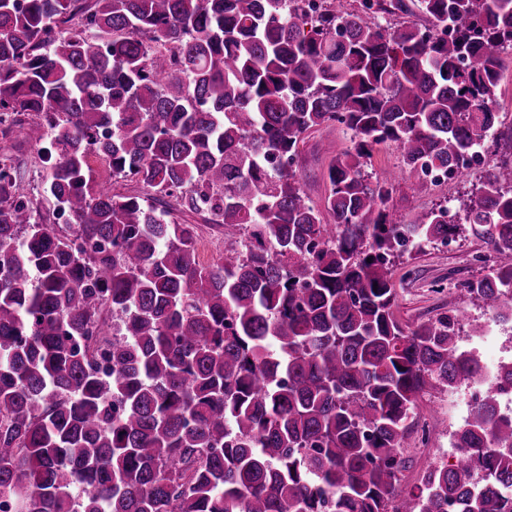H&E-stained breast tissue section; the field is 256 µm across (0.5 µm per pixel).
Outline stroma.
Wrapping results in <instances>:
<instances>
[{
    "label": "stroma",
    "mask_w": 512,
    "mask_h": 512,
    "mask_svg": "<svg viewBox=\"0 0 512 512\" xmlns=\"http://www.w3.org/2000/svg\"><path fill=\"white\" fill-rule=\"evenodd\" d=\"M349 137L341 129L322 127L308 133L298 158L297 173L308 197L315 204H323L328 194L327 167L336 155L349 147ZM0 158L10 159L21 171L20 191L46 220H56L54 199L45 191L49 168L37 146L27 141L22 132L15 131L0 136ZM481 174L480 167H472L462 175L450 179L438 188L423 193L414 192L410 179L395 181L389 206L402 222H409L416 214L447 201L459 207L467 192ZM175 217L182 222L197 225L199 234V258L201 262L219 263L224 259V236L204 217L183 209H175ZM483 244L469 236H457L449 249H427L404 261L395 269L393 282L398 295L397 315L402 322L414 324L427 312L441 309L455 314L464 310L475 317L483 316L479 308L462 291L464 283L482 274L483 268L476 263L478 254L484 253ZM463 348L475 349L482 364L494 365L512 357V327H492L488 335L463 341ZM421 418L443 421L447 433L436 435L427 447H420L414 439H406L407 454L412 466L406 473V486L416 484L429 461L449 451V432L457 428L465 416L464 410L454 408L447 393L430 392L419 400Z\"/></svg>",
    "instance_id": "obj_1"
}]
</instances>
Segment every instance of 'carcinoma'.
I'll return each mask as SVG.
<instances>
[{"label":"carcinoma","instance_id":"cac0c4a2","mask_svg":"<svg viewBox=\"0 0 512 512\" xmlns=\"http://www.w3.org/2000/svg\"><path fill=\"white\" fill-rule=\"evenodd\" d=\"M421 15L428 27L365 16ZM77 21L64 34L60 26ZM454 35L448 36V27ZM512 0H0V134L50 130L42 221L0 160V494L11 512H512V359L400 490L417 401L484 377L446 312L398 318L395 260L458 232L493 256L463 291L512 322V161L479 177L462 224L439 203L392 221L366 171L463 173L499 123ZM344 127L319 208L294 162ZM115 179L150 197L96 185ZM185 194L216 217L224 261H198ZM333 223H324L323 213ZM112 361L103 378L95 365ZM399 152L393 145H378L374 148L368 171L380 182L389 178L391 172L399 165ZM94 162L95 161L91 162V164L96 172L95 177L98 186L107 188L111 190L112 193L139 195H145L147 193L146 189L135 182L112 179V171L110 168Z\"/></svg>","mask_w":512,"mask_h":512}]
</instances>
